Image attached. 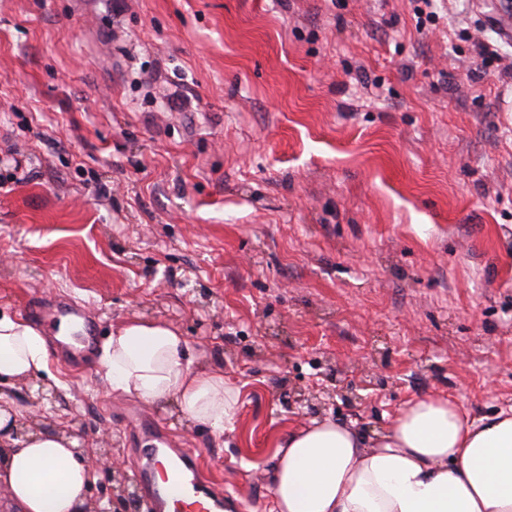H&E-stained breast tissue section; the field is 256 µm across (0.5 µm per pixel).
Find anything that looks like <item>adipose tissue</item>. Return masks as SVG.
<instances>
[{
    "mask_svg": "<svg viewBox=\"0 0 512 512\" xmlns=\"http://www.w3.org/2000/svg\"><path fill=\"white\" fill-rule=\"evenodd\" d=\"M166 323L131 317L113 326L97 363L113 392L145 403L175 401L194 423L235 432L240 391L223 371L202 370ZM39 330L0 313V382L48 369ZM21 411L0 405V486L8 512H82L95 478L66 435L12 430ZM269 475L271 512H512V408L479 420L442 398L406 404L365 444L329 419L284 434Z\"/></svg>",
    "mask_w": 512,
    "mask_h": 512,
    "instance_id": "adipose-tissue-1",
    "label": "adipose tissue"
}]
</instances>
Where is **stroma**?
<instances>
[{
	"instance_id": "35a3bbf8",
	"label": "stroma",
	"mask_w": 512,
	"mask_h": 512,
	"mask_svg": "<svg viewBox=\"0 0 512 512\" xmlns=\"http://www.w3.org/2000/svg\"><path fill=\"white\" fill-rule=\"evenodd\" d=\"M0 0V312L80 305L98 338L170 324L240 387L236 432L113 393L49 342L0 386L89 448L86 499L137 512L148 415L249 512L278 439L365 441L408 402L512 406V63L496 0ZM54 390L38 402L37 387Z\"/></svg>"
}]
</instances>
